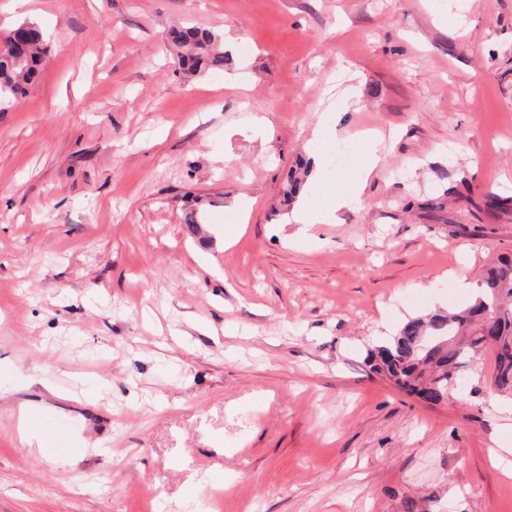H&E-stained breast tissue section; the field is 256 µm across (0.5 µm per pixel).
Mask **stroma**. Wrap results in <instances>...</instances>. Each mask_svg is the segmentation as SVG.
Here are the masks:
<instances>
[{
  "mask_svg": "<svg viewBox=\"0 0 512 512\" xmlns=\"http://www.w3.org/2000/svg\"><path fill=\"white\" fill-rule=\"evenodd\" d=\"M30 20L42 74L0 112V512H512L492 357L437 406L365 360L512 255V0H0V41ZM183 26L224 65L180 70ZM366 133L360 206L302 236L286 172L328 205Z\"/></svg>",
  "mask_w": 512,
  "mask_h": 512,
  "instance_id": "35a3bbf8",
  "label": "stroma"
}]
</instances>
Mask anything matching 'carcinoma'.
Listing matches in <instances>:
<instances>
[{
  "label": "carcinoma",
  "mask_w": 512,
  "mask_h": 512,
  "mask_svg": "<svg viewBox=\"0 0 512 512\" xmlns=\"http://www.w3.org/2000/svg\"><path fill=\"white\" fill-rule=\"evenodd\" d=\"M186 48L178 56L184 71L195 74L224 65L216 35L186 27L174 35ZM47 52L42 29L31 22L15 28L0 49V110L34 84ZM494 356L489 389L512 397V258L502 256L483 273L479 295L452 312L408 320L368 353L372 371L398 389L440 405L448 402L459 374L485 352Z\"/></svg>",
  "instance_id": "carcinoma-1"
}]
</instances>
